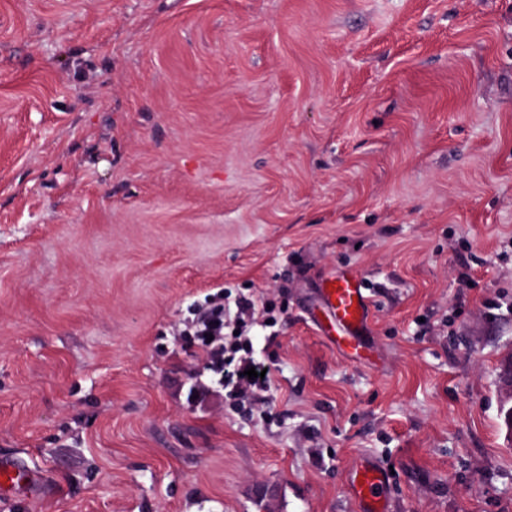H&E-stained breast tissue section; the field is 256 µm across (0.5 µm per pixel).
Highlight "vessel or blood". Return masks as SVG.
<instances>
[{
	"label": "vessel or blood",
	"mask_w": 512,
	"mask_h": 512,
	"mask_svg": "<svg viewBox=\"0 0 512 512\" xmlns=\"http://www.w3.org/2000/svg\"><path fill=\"white\" fill-rule=\"evenodd\" d=\"M322 318L315 325L320 336L341 354L365 360L369 349L364 342L371 321V299L358 273L345 270L323 279L318 290ZM386 470L376 461L363 460L354 470L348 490L358 512H389L385 496ZM23 489L38 493L43 489L40 472L15 457L0 458V491Z\"/></svg>",
	"instance_id": "b4317fda"
}]
</instances>
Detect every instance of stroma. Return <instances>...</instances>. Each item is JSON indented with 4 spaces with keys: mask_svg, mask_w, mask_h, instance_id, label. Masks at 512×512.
<instances>
[{
    "mask_svg": "<svg viewBox=\"0 0 512 512\" xmlns=\"http://www.w3.org/2000/svg\"><path fill=\"white\" fill-rule=\"evenodd\" d=\"M374 298L356 362L321 279ZM241 293L266 390L182 329ZM512 0H0V512H512ZM4 489H23L27 493H41L43 477L40 472L15 457L0 458V493ZM388 483L387 471L376 461L364 459L351 475L349 495L359 512H389L385 496Z\"/></svg>",
    "mask_w": 512,
    "mask_h": 512,
    "instance_id": "1",
    "label": "stroma"
}]
</instances>
